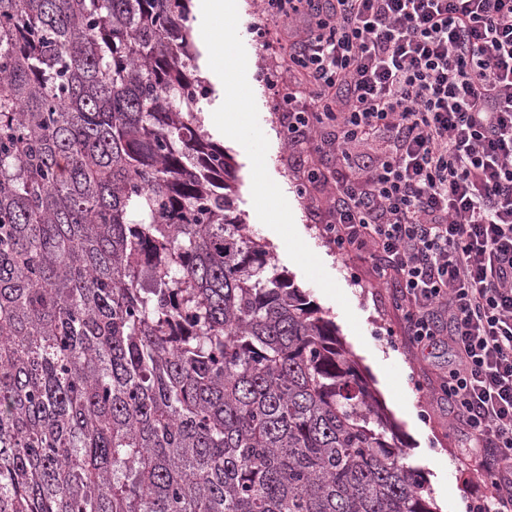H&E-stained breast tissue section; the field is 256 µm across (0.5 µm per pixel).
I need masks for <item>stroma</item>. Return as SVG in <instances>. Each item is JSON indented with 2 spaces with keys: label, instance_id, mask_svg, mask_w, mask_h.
<instances>
[{
  "label": "stroma",
  "instance_id": "obj_1",
  "mask_svg": "<svg viewBox=\"0 0 512 512\" xmlns=\"http://www.w3.org/2000/svg\"><path fill=\"white\" fill-rule=\"evenodd\" d=\"M260 9V0H245L238 31L246 48L248 68L260 86L255 101L259 125L269 143L267 170L284 190L299 235L345 293L359 320V330H352L340 304L306 278L285 247L275 242L270 229L258 219L252 204L251 164L246 151L236 141L212 130L208 133L210 141L222 146L226 155L225 179L232 186L234 207L250 235L269 252L275 272L285 275L324 317L334 322L339 337L358 361L363 377L398 424V438L407 460L424 474L439 512H468L476 476L469 463L461 458L446 421L424 416L438 376L453 364L454 355L445 347L420 350L405 345L392 285L372 283L371 261L367 255L336 252L323 231V217L316 203L300 193L298 176L282 133V114L271 86L274 67L263 55L258 30Z\"/></svg>",
  "mask_w": 512,
  "mask_h": 512
}]
</instances>
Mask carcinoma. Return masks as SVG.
I'll return each mask as SVG.
<instances>
[{
	"label": "carcinoma",
	"mask_w": 512,
	"mask_h": 512,
	"mask_svg": "<svg viewBox=\"0 0 512 512\" xmlns=\"http://www.w3.org/2000/svg\"><path fill=\"white\" fill-rule=\"evenodd\" d=\"M201 87L188 0H0V512H438Z\"/></svg>",
	"instance_id": "cac0c4a2"
}]
</instances>
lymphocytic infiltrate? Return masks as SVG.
Masks as SVG:
<instances>
[{
    "instance_id": "lymphocytic-infiltrate-1",
    "label": "lymphocytic infiltrate",
    "mask_w": 512,
    "mask_h": 512,
    "mask_svg": "<svg viewBox=\"0 0 512 512\" xmlns=\"http://www.w3.org/2000/svg\"><path fill=\"white\" fill-rule=\"evenodd\" d=\"M302 191L338 252L393 280L412 345L444 341L438 400L512 512V0H262ZM370 149V164L357 161Z\"/></svg>"
}]
</instances>
